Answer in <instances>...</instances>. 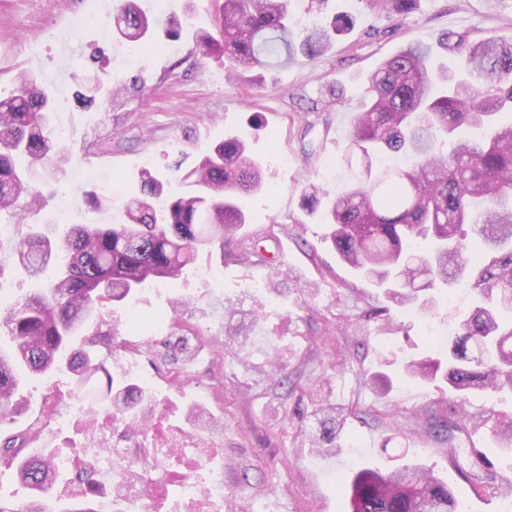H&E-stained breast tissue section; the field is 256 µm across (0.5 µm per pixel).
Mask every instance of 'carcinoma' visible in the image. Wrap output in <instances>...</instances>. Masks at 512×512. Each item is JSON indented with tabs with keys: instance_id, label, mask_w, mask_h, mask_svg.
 <instances>
[{
	"instance_id": "obj_1",
	"label": "carcinoma",
	"mask_w": 512,
	"mask_h": 512,
	"mask_svg": "<svg viewBox=\"0 0 512 512\" xmlns=\"http://www.w3.org/2000/svg\"><path fill=\"white\" fill-rule=\"evenodd\" d=\"M415 2L378 0L389 18ZM154 25L134 0L113 16L117 38L147 47ZM351 26L342 15L299 32L288 0H221L218 36L199 35L196 50L221 52L227 75L236 77L273 60L288 65L299 53L319 56ZM440 45L451 51L453 65L436 63L428 45L415 43L369 75L365 107L349 134L347 163L358 174L333 193L309 184L305 209L327 226L340 260L387 289L395 303L412 304L419 293L462 279L475 294L472 312L453 325L447 353L410 361L409 375H440L459 398L471 391L512 393V322L499 317L512 310V40L460 36L451 43L446 35ZM15 83L0 97V214L22 224L42 201L27 171L35 164L59 167L69 151L54 132L50 91L25 70ZM139 183L118 224L32 228L17 241L14 263L37 288L0 305V339L10 341L0 346V422L15 411L22 370L67 372L78 387L102 373L106 397H113L104 360L91 349L69 351L72 337L104 321L106 303H123L150 281L177 282L200 253L222 258L239 250L245 201L262 188L259 167L233 136L181 172L178 193L166 194L149 170ZM61 256L55 279L41 286L43 271ZM342 418L337 407L318 410L315 447L333 452ZM473 422L512 448V420L488 413ZM427 429L455 440L446 414L427 420ZM18 476L29 500L40 502L56 473L47 459L26 458ZM350 503L351 512H460L448 485L419 467L387 478L359 471Z\"/></svg>"
}]
</instances>
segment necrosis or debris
Returning <instances> with one entry per match:
<instances>
[{"mask_svg": "<svg viewBox=\"0 0 512 512\" xmlns=\"http://www.w3.org/2000/svg\"><path fill=\"white\" fill-rule=\"evenodd\" d=\"M196 407L194 420L163 426L162 400L123 415L49 398L28 441L78 431L73 448L50 456L56 495L75 512H224V416L205 389Z\"/></svg>", "mask_w": 512, "mask_h": 512, "instance_id": "obj_1", "label": "necrosis or debris"}]
</instances>
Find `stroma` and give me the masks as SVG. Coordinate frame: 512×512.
<instances>
[{"label":"stroma","instance_id":"1","mask_svg":"<svg viewBox=\"0 0 512 512\" xmlns=\"http://www.w3.org/2000/svg\"><path fill=\"white\" fill-rule=\"evenodd\" d=\"M329 5L354 21L332 49L313 59L297 56L285 67L256 68L232 82L223 57L195 49L197 35L215 30L217 0H167L166 16L186 23L178 52L144 53L134 64L100 0H0V95L10 94L19 70L37 74L54 96L55 121L64 125L72 153L68 164L41 170L45 203L28 214L26 226L0 237V253L10 254L30 225L112 223L120 217L118 204L137 193L139 171L173 179L174 162L191 166L224 135L240 136L262 164L264 188L250 198L239 235L286 256L258 273L225 260L224 285L215 293L201 277L210 262L201 259L178 287L195 300L187 324L204 336H223L224 307L234 303L241 335L225 338L223 356L207 345L184 365L179 333H165L157 320L170 314L173 300L168 281L158 280L129 304L143 335L161 339L153 357L114 358L112 338L126 334L121 305L112 309L110 335L89 325L73 338V350L96 340L119 383L136 382L139 369L158 357L211 387L213 405L224 413L229 512H256L262 500L274 512H346V489L358 470L405 464L433 470L466 512H502L512 501V451L503 452L484 428L458 433L451 444L425 431L422 422L437 413L443 392L404 372L407 361L446 343L456 315L472 306L468 293L450 288L432 310L401 318L382 289L338 260L325 225L307 216L302 190L350 179L351 121L367 76L383 59L409 43L438 45L447 34L511 39L512 0H416L409 13L391 20L373 0ZM106 72L129 87L107 107L91 100L92 84ZM134 77L136 89L129 86ZM91 190L111 196L112 208L87 204ZM257 283L276 303L254 320L244 292ZM51 383L57 395L75 392L68 373L27 379L15 396L16 413L0 423V439L26 435ZM322 404L336 405L346 417L328 456L306 440Z\"/></svg>","mask_w":512,"mask_h":512}]
</instances>
